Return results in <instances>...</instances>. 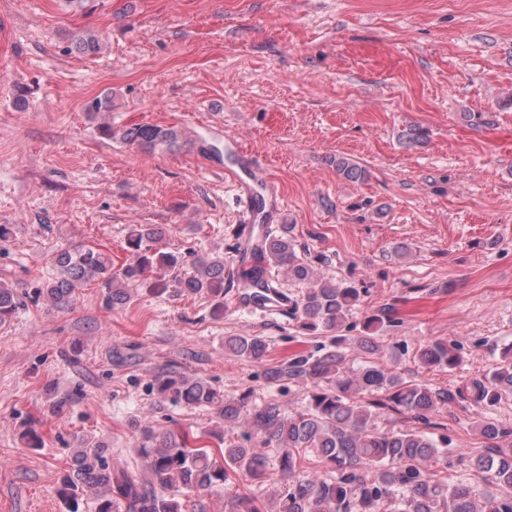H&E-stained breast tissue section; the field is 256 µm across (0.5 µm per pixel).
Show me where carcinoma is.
<instances>
[{
	"mask_svg": "<svg viewBox=\"0 0 512 512\" xmlns=\"http://www.w3.org/2000/svg\"><path fill=\"white\" fill-rule=\"evenodd\" d=\"M102 34L86 31L74 39L83 56L96 55ZM112 111V93L104 92L85 105L88 119ZM102 133L145 150L172 152L188 144L176 126L134 124L118 130L102 124ZM336 169L352 182L367 178V169L352 159L336 157ZM167 224H139L126 240L134 261L115 270L112 256L100 248L80 247L58 253L56 276L36 289L38 296L60 308L71 305L76 290L88 283L105 288L104 300L114 308L127 304L132 287L146 273H165L179 265V257L156 248L169 234ZM255 264L243 274L247 283L265 292L277 284L265 277V267L281 269L305 285L289 315L298 327L330 337V344L314 352L292 355L268 367L266 379L279 387L304 386V403L285 411L275 401L257 403L252 392L227 398L209 382L178 372L157 376V392L188 405L208 407L224 420V427L245 428L239 441L218 432L214 449L192 431H145L139 453L148 479L137 481L112 470L102 448L90 443L76 449L63 489L95 491L96 512H188L198 509L204 495L224 492L226 512H512V427L492 417L476 421L474 432L487 441L484 451L471 456L473 481L448 473L444 440L420 429L384 428L378 410L387 409L430 424L440 404L463 395L490 408L512 395V355L506 353L495 368L473 379L464 389H435L367 361L355 369L345 366L343 337L338 335L348 315L359 305L360 290L345 282L320 277L298 255L291 225L265 230L250 248ZM191 272L172 277L174 287L187 294L207 293L216 308L224 305V258L191 255ZM19 305L15 289L0 282V322ZM225 348L249 362L266 361L268 345L260 336H234ZM424 368L453 369L459 363L457 345L428 341L417 350ZM276 451V472L285 489L265 502L235 491L239 476L265 480L266 459L245 445L250 433Z\"/></svg>",
	"mask_w": 512,
	"mask_h": 512,
	"instance_id": "obj_1",
	"label": "carcinoma"
}]
</instances>
